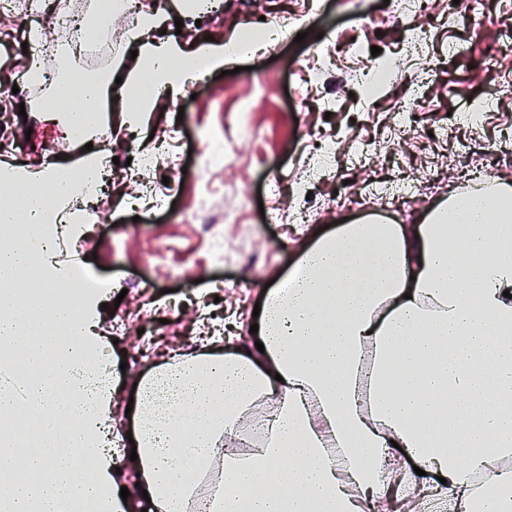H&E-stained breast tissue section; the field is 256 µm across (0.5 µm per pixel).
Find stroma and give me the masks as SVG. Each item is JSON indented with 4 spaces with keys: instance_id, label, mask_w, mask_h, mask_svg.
I'll return each instance as SVG.
<instances>
[{
    "instance_id": "1",
    "label": "stroma",
    "mask_w": 512,
    "mask_h": 512,
    "mask_svg": "<svg viewBox=\"0 0 512 512\" xmlns=\"http://www.w3.org/2000/svg\"><path fill=\"white\" fill-rule=\"evenodd\" d=\"M181 0H167L166 14L183 21L186 36L227 37L263 17L278 20L295 10L297 24L277 41L260 45L235 59L239 71L209 73L176 103L159 99L140 129L114 127L111 153L126 159L129 151H155L159 139L171 141L169 155L157 174L175 188L165 202L139 192L134 177H116L109 196L100 198L104 223L94 225L93 251L77 253L81 277L105 310L99 311V331L110 336L114 321H128L131 332L112 347L110 376L112 424L127 433L126 416L134 376L162 363L170 350L185 354L201 350L215 322L233 319L232 340L221 342L231 351L250 341L256 303L264 302L265 286L280 280L300 251L314 237L343 221L374 216L371 208L348 202L356 184H343L332 172H318L322 140L353 129L356 138L393 139L397 129L393 109L397 99L421 97L430 108L406 116V134L394 158L376 159L369 173L378 182H396L414 196L408 213L383 212L395 224L421 223L425 214L449 194L488 179L512 182V166L502 165L499 145L512 139V0H480L472 10L452 7L448 0H426L431 18L425 59L409 55L407 28L388 21L384 0H223L221 12L204 18L183 12ZM332 32L360 41L368 51L359 57L333 56L328 69L295 83L294 71L312 68L311 46ZM58 32L45 21L40 39L0 44V113L13 122L0 128V158L6 165L26 161L37 169L47 164L42 151L62 138L61 128L36 107L53 96L52 88L21 87L17 79L47 47L58 46ZM381 46L386 63L380 92L354 88L353 72L374 64L372 46ZM335 98L325 107L326 98ZM481 104L479 123L464 122L465 113ZM249 109L261 139L242 143L224 139V115ZM31 136H24V129ZM222 140L223 168L208 167V150ZM288 174L278 199L268 200L270 170ZM310 197L318 203L313 223L297 227L284 199ZM231 213L234 223L218 228L221 249H213L199 225L185 222L189 210ZM164 251L151 262L150 252ZM143 329L148 354H141L133 332Z\"/></svg>"
}]
</instances>
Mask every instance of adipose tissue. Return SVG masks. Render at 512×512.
Masks as SVG:
<instances>
[{
	"instance_id": "obj_1",
	"label": "adipose tissue",
	"mask_w": 512,
	"mask_h": 512,
	"mask_svg": "<svg viewBox=\"0 0 512 512\" xmlns=\"http://www.w3.org/2000/svg\"><path fill=\"white\" fill-rule=\"evenodd\" d=\"M143 15L130 39L140 61L123 87L140 91L125 125L155 111L158 94L177 98L195 82L197 61L221 70L243 53L225 40L143 41L164 25ZM185 60L180 71L171 59ZM111 75L80 91L60 87L51 115L69 137L104 127ZM105 154L81 157L82 182H98ZM82 182L23 166L0 179V223L40 230L61 217ZM465 225L449 238L448 227ZM30 264L23 246L0 243V368L24 365L21 396L0 394V475L12 493L0 512H61L66 500L102 497L106 512H132L111 491L109 456L78 485L58 438L53 390L74 386L104 339L91 312L72 315L45 281L20 292ZM272 288L255 342L167 359L137 377L132 462L148 512H512V185L493 181L451 196L420 224L358 222L320 235ZM95 430H108L112 385L95 380L79 404ZM248 420L259 445L230 451ZM218 477L209 497L182 479L181 458Z\"/></svg>"
}]
</instances>
